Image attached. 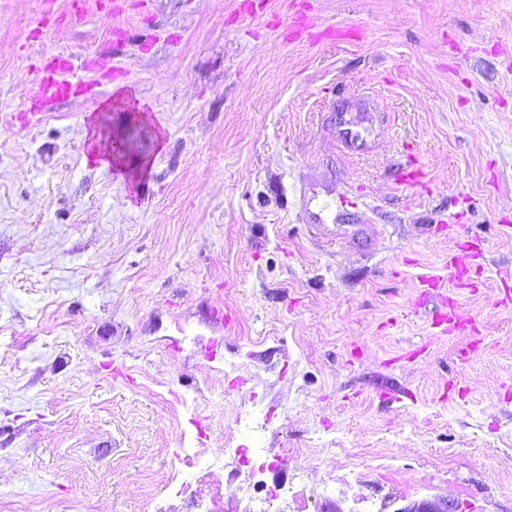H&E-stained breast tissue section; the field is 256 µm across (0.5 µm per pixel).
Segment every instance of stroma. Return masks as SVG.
Segmentation results:
<instances>
[{
  "label": "stroma",
  "mask_w": 512,
  "mask_h": 512,
  "mask_svg": "<svg viewBox=\"0 0 512 512\" xmlns=\"http://www.w3.org/2000/svg\"><path fill=\"white\" fill-rule=\"evenodd\" d=\"M62 52L92 66L41 109ZM107 104L146 111L136 184L91 148ZM414 163L427 187L399 186ZM466 243L475 287L422 293ZM505 269L512 0H0L6 499L150 512L191 446L235 512L224 450L258 407L266 481H306L284 512H512ZM453 501L445 496H435L430 499L411 500L398 508L397 512H456Z\"/></svg>",
  "instance_id": "35a3bbf8"
}]
</instances>
